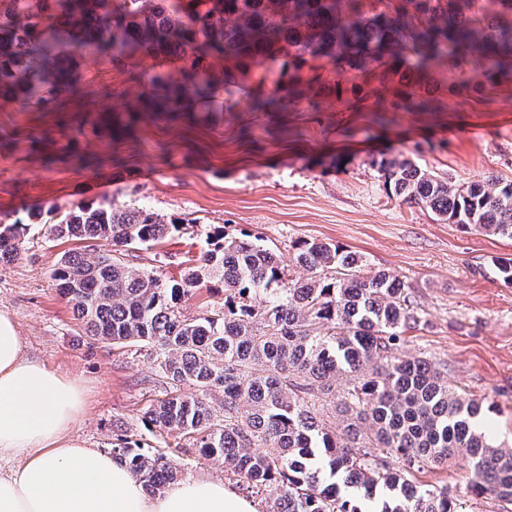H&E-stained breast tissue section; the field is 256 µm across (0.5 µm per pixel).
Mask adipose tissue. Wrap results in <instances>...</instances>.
Here are the masks:
<instances>
[{
	"label": "adipose tissue",
	"instance_id": "1",
	"mask_svg": "<svg viewBox=\"0 0 512 512\" xmlns=\"http://www.w3.org/2000/svg\"><path fill=\"white\" fill-rule=\"evenodd\" d=\"M78 379L25 358L14 318L0 312V512H257L221 482L189 480L148 493L110 454L83 447Z\"/></svg>",
	"mask_w": 512,
	"mask_h": 512
}]
</instances>
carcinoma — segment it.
<instances>
[{
  "label": "carcinoma",
  "mask_w": 512,
  "mask_h": 512,
  "mask_svg": "<svg viewBox=\"0 0 512 512\" xmlns=\"http://www.w3.org/2000/svg\"><path fill=\"white\" fill-rule=\"evenodd\" d=\"M362 14L359 24L347 17ZM105 53L116 68L133 49L166 63L187 62L184 80L155 74L141 100L149 112H183L246 91L249 64L288 58V83L253 94L257 109L286 112L320 76L302 84L307 59L350 74L349 91L394 97L397 108L430 110L419 90L442 62L464 63L483 51L482 77L512 78V0H0V94L43 106L73 91L79 77L56 52ZM224 58L213 75L207 59ZM384 183L403 201L451 224L512 238V179L489 175L456 185L409 159H385ZM140 207H79L52 232L105 240L93 258L64 254L53 279L90 335L114 345L154 348L168 387L144 412L161 447L118 435L112 458L151 494L180 470L169 448H198L224 460L236 483L265 496V512H362L332 479L369 500L387 491L380 512H457L448 488L416 485L412 474L459 455L468 485L512 505V448L479 426L480 405L448 386V372L425 357L394 355L421 322L405 285L316 239L297 244L289 265L311 273L292 279L280 257L252 241L216 237L205 265L162 282L115 256L150 247L170 229ZM18 225L0 228V262L16 259ZM224 284V310L188 320L177 305L204 278ZM352 419L340 435L317 418L318 401L336 395ZM192 387L185 393L182 387ZM277 452L270 453L268 449Z\"/></svg>",
  "instance_id": "obj_1"
}]
</instances>
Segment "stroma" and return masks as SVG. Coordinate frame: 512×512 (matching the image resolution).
I'll return each mask as SVG.
<instances>
[{
    "label": "stroma",
    "instance_id": "stroma-1",
    "mask_svg": "<svg viewBox=\"0 0 512 512\" xmlns=\"http://www.w3.org/2000/svg\"><path fill=\"white\" fill-rule=\"evenodd\" d=\"M73 64L74 93L45 108L0 99V226L28 224L17 260L0 264V311L16 319L28 359L80 379L86 412L73 433L86 447L111 451L116 425L152 442L141 417L164 391L149 349L93 339L53 279L65 252L108 248L57 237L58 217L110 204L178 223L160 245L121 255L165 282L200 268L217 230L249 234L285 259L298 241L329 242L397 276L422 315L399 356L446 365L451 386L481 399L494 439L512 444V284L498 270L512 239L408 206L376 166L389 154L460 185L512 177V82L477 84L480 54L430 75L431 112L345 91L310 95L286 112L256 111L243 94L216 110L146 112L138 98L148 75L178 80V66L140 53L120 68L103 54L78 53ZM223 306V285L207 279L178 308L196 319ZM175 460L181 480L229 479L223 459L198 449H179ZM466 474L452 460L415 480L447 487L459 512H500L497 500L467 491Z\"/></svg>",
    "mask_w": 512,
    "mask_h": 512
}]
</instances>
